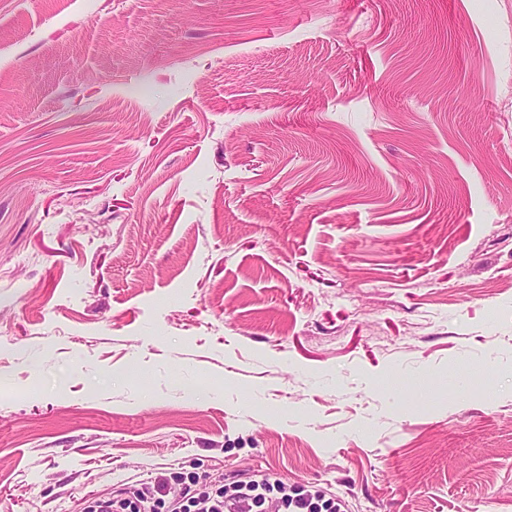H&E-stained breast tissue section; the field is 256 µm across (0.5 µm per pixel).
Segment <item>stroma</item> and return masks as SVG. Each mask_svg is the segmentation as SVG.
<instances>
[{
  "label": "stroma",
  "mask_w": 512,
  "mask_h": 512,
  "mask_svg": "<svg viewBox=\"0 0 512 512\" xmlns=\"http://www.w3.org/2000/svg\"><path fill=\"white\" fill-rule=\"evenodd\" d=\"M258 473L512 512V0H0V512Z\"/></svg>",
  "instance_id": "stroma-1"
}]
</instances>
